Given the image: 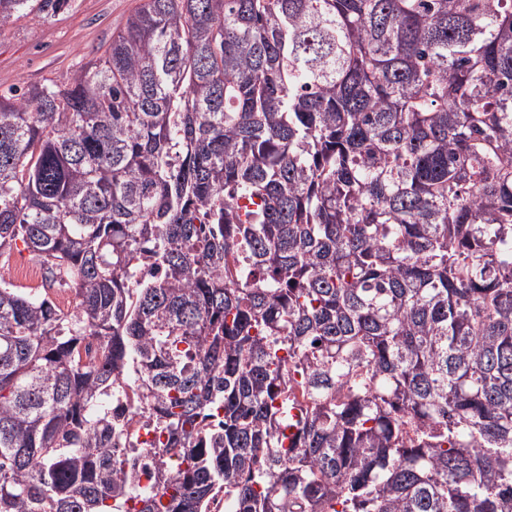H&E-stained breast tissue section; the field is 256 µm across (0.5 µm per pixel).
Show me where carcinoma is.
<instances>
[{
  "mask_svg": "<svg viewBox=\"0 0 512 512\" xmlns=\"http://www.w3.org/2000/svg\"><path fill=\"white\" fill-rule=\"evenodd\" d=\"M22 250L0 512H512V0H143L0 93Z\"/></svg>",
  "mask_w": 512,
  "mask_h": 512,
  "instance_id": "obj_1",
  "label": "carcinoma"
}]
</instances>
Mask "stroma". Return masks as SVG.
Listing matches in <instances>:
<instances>
[{"instance_id": "1", "label": "stroma", "mask_w": 512, "mask_h": 512, "mask_svg": "<svg viewBox=\"0 0 512 512\" xmlns=\"http://www.w3.org/2000/svg\"><path fill=\"white\" fill-rule=\"evenodd\" d=\"M140 0H71L55 17L20 18L0 32V91L63 79L101 56Z\"/></svg>"}]
</instances>
